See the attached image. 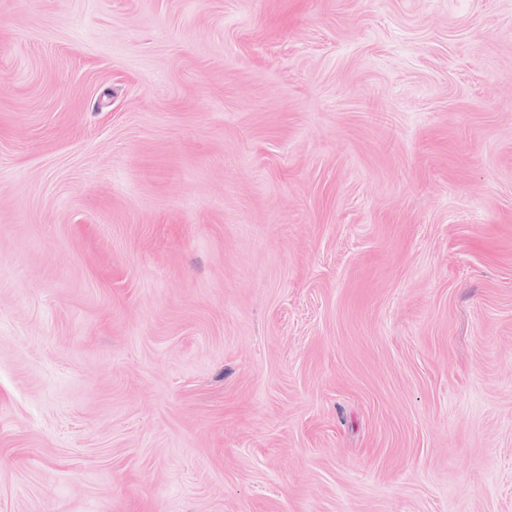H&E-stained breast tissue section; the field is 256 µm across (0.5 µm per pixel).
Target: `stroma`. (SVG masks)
Returning <instances> with one entry per match:
<instances>
[{
  "instance_id": "1",
  "label": "stroma",
  "mask_w": 512,
  "mask_h": 512,
  "mask_svg": "<svg viewBox=\"0 0 512 512\" xmlns=\"http://www.w3.org/2000/svg\"><path fill=\"white\" fill-rule=\"evenodd\" d=\"M0 512H512V0H0Z\"/></svg>"
}]
</instances>
